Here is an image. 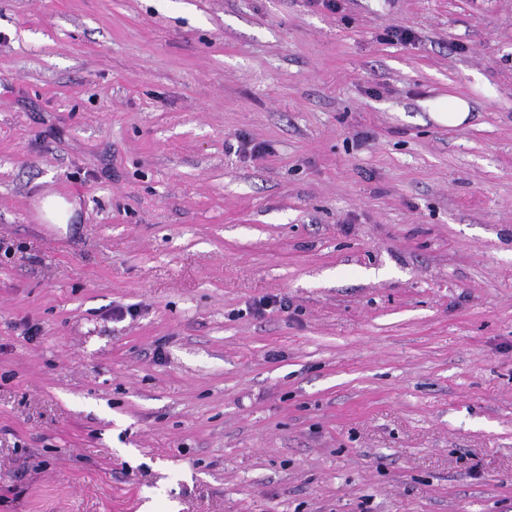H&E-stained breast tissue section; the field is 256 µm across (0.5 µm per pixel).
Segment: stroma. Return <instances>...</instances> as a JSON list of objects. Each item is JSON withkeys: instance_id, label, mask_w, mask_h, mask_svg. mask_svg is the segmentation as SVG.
Returning a JSON list of instances; mask_svg holds the SVG:
<instances>
[{"instance_id": "1", "label": "stroma", "mask_w": 512, "mask_h": 512, "mask_svg": "<svg viewBox=\"0 0 512 512\" xmlns=\"http://www.w3.org/2000/svg\"><path fill=\"white\" fill-rule=\"evenodd\" d=\"M339 4L0 0V512H512V0ZM438 119L448 123V126L459 127L466 124L470 118L472 110L469 100L461 97H452L448 99V108L441 109L436 107ZM78 208L75 198L53 192L40 200L38 218L42 224H72Z\"/></svg>"}]
</instances>
